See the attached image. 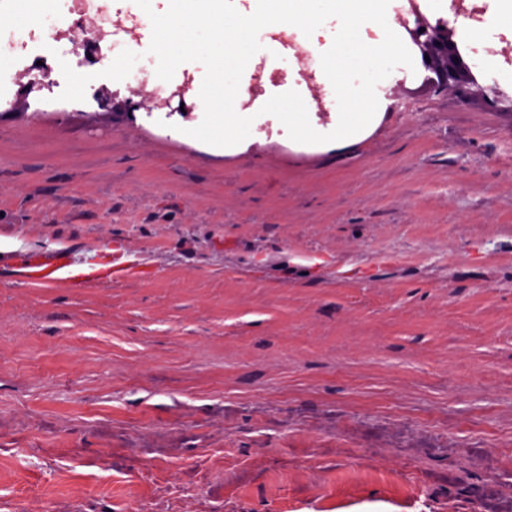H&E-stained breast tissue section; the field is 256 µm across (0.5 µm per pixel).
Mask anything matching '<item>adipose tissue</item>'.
Instances as JSON below:
<instances>
[{
  "label": "adipose tissue",
  "mask_w": 512,
  "mask_h": 512,
  "mask_svg": "<svg viewBox=\"0 0 512 512\" xmlns=\"http://www.w3.org/2000/svg\"><path fill=\"white\" fill-rule=\"evenodd\" d=\"M488 7L480 21L464 23L461 47L471 52L478 69L492 79L512 85V70L503 68L498 56L485 50L496 36L512 34V0H487Z\"/></svg>",
  "instance_id": "adipose-tissue-1"
}]
</instances>
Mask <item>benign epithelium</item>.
Masks as SVG:
<instances>
[{"label":"benign epithelium","instance_id":"benign-epithelium-1","mask_svg":"<svg viewBox=\"0 0 512 512\" xmlns=\"http://www.w3.org/2000/svg\"><path fill=\"white\" fill-rule=\"evenodd\" d=\"M409 34L420 58H430V62L424 63V66L436 74L441 86L451 87L463 76L473 78L458 43L453 39V32L445 23L433 25L421 17Z\"/></svg>","mask_w":512,"mask_h":512}]
</instances>
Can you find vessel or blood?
<instances>
[{
  "instance_id": "obj_1",
  "label": "vessel or blood",
  "mask_w": 512,
  "mask_h": 512,
  "mask_svg": "<svg viewBox=\"0 0 512 512\" xmlns=\"http://www.w3.org/2000/svg\"><path fill=\"white\" fill-rule=\"evenodd\" d=\"M132 267L117 262L111 241H104L96 252L73 259L67 249H54L28 255L22 278L34 288H88L108 285L133 275Z\"/></svg>"
}]
</instances>
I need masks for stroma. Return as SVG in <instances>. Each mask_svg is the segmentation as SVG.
<instances>
[{
  "label": "stroma",
  "instance_id": "stroma-1",
  "mask_svg": "<svg viewBox=\"0 0 512 512\" xmlns=\"http://www.w3.org/2000/svg\"><path fill=\"white\" fill-rule=\"evenodd\" d=\"M86 9L124 23L95 62L73 0L19 35L55 76L4 59L0 251L108 238L143 273L0 276V512L511 507L512 89L420 68L346 150L263 114L227 153L188 136L197 94L180 115L132 96L156 80L135 0ZM291 87L316 76L263 55L237 100Z\"/></svg>",
  "mask_w": 512,
  "mask_h": 512
}]
</instances>
